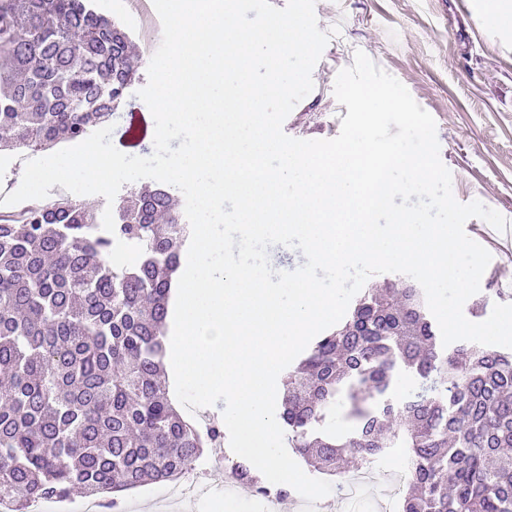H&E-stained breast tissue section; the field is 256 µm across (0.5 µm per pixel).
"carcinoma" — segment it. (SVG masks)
I'll return each instance as SVG.
<instances>
[{
    "label": "carcinoma",
    "mask_w": 512,
    "mask_h": 512,
    "mask_svg": "<svg viewBox=\"0 0 512 512\" xmlns=\"http://www.w3.org/2000/svg\"><path fill=\"white\" fill-rule=\"evenodd\" d=\"M129 34L90 0H0V156L79 143L140 80ZM99 208L68 195L0 215V507L84 488L106 508L178 478L224 438L184 418L162 382L173 276L191 235L163 184ZM117 248L136 260L111 264ZM403 374L419 387L395 402ZM345 400L353 430L324 427ZM280 419L317 473L344 453L409 459L401 512H512V352L442 346L421 288L364 291L288 367ZM224 465L255 492L242 457Z\"/></svg>",
    "instance_id": "carcinoma-1"
}]
</instances>
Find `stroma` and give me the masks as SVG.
Here are the masks:
<instances>
[{
    "instance_id": "obj_1",
    "label": "stroma",
    "mask_w": 512,
    "mask_h": 512,
    "mask_svg": "<svg viewBox=\"0 0 512 512\" xmlns=\"http://www.w3.org/2000/svg\"><path fill=\"white\" fill-rule=\"evenodd\" d=\"M132 2L96 0L99 11L122 25L137 47L155 52L162 34L146 33ZM490 5L491 0H479L467 17L461 0H316L318 27L330 39L312 79L327 90L295 106L283 124L285 133L305 140L339 134L344 107L332 86L337 73L352 66L355 51H363L434 117L456 200L480 201L512 221V26L490 20ZM483 245L501 258L488 265L479 293L463 308L482 320L499 300L497 287L512 283L506 258L512 234Z\"/></svg>"
}]
</instances>
